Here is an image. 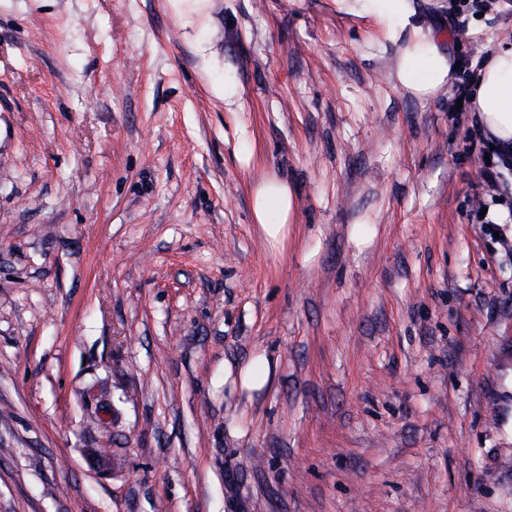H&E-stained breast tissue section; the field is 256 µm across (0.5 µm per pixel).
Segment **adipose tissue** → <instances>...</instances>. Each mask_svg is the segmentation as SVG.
Here are the masks:
<instances>
[{
	"mask_svg": "<svg viewBox=\"0 0 512 512\" xmlns=\"http://www.w3.org/2000/svg\"><path fill=\"white\" fill-rule=\"evenodd\" d=\"M357 14L371 15L389 36L408 32L409 41L396 64L399 84L427 97L449 82L454 66L442 53L430 29L414 23L411 0H342ZM471 100L485 135L495 145L512 147V44L498 46L478 69L470 87ZM253 218L273 241L285 237L294 218V191L278 176L270 175L257 186Z\"/></svg>",
	"mask_w": 512,
	"mask_h": 512,
	"instance_id": "obj_1",
	"label": "adipose tissue"
}]
</instances>
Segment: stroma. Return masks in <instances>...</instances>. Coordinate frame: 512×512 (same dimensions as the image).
I'll list each match as a JSON object with an SVG mask.
<instances>
[{"instance_id": "obj_1", "label": "stroma", "mask_w": 512, "mask_h": 512, "mask_svg": "<svg viewBox=\"0 0 512 512\" xmlns=\"http://www.w3.org/2000/svg\"><path fill=\"white\" fill-rule=\"evenodd\" d=\"M477 3L412 0L476 69L512 41ZM213 4L204 35L0 0V512H512V206L476 217L472 113L339 0ZM253 218L275 242L285 237L286 225L294 218V191L276 175H269L257 186L253 197Z\"/></svg>"}]
</instances>
